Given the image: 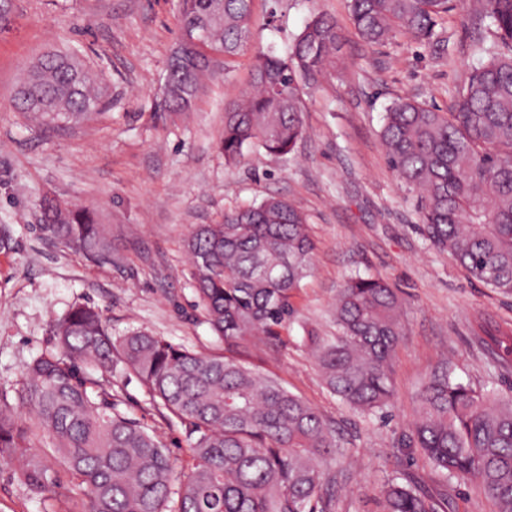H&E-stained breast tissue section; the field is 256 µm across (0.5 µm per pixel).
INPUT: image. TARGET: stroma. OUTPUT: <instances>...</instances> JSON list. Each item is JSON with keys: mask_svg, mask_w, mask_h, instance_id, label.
<instances>
[{"mask_svg": "<svg viewBox=\"0 0 512 512\" xmlns=\"http://www.w3.org/2000/svg\"><path fill=\"white\" fill-rule=\"evenodd\" d=\"M250 35L192 111H160V88L178 43V0H15L0 31V395L27 424L35 412L20 398L23 367L54 350L51 326L74 304L90 303L113 337L145 330L173 344L221 354L194 290L184 242L198 224L275 196L307 218L313 268L294 300L296 315L277 344L241 343L238 356L276 378L331 422L345 455L321 465L330 478L331 512H380L381 487L414 477L455 512H495L475 486L436 471L403 442L416 396L429 374L447 366L454 381L512 390L472 332L481 313L512 326V294L472 280L422 235L416 194L391 169L380 131L387 107L411 98L454 111L466 73L480 63L477 42L492 43L484 0H460L437 35L416 42L395 35L369 44L358 35L348 0H253ZM335 19L342 57L320 86L303 95L306 134L294 151L252 147L240 164L224 160L225 105L248 88L258 51L286 56L315 14ZM52 52L76 54L106 89L102 112L48 130L18 111L20 78ZM53 198L88 210L112 239V261L88 260L39 229L40 203ZM355 275L381 278L405 303L404 334L394 353L391 406L365 417L324 385L304 344L308 328L334 331L338 289ZM95 394L156 434L176 472L195 459L185 426L158 408L130 372L94 373ZM35 455L50 468L45 489L19 480L18 462L0 461V512H74L85 492L49 439Z\"/></svg>", "mask_w": 512, "mask_h": 512, "instance_id": "obj_1", "label": "stroma"}]
</instances>
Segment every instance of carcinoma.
Returning a JSON list of instances; mask_svg holds the SVG:
<instances>
[{
  "label": "carcinoma",
  "instance_id": "cac0c4a2",
  "mask_svg": "<svg viewBox=\"0 0 512 512\" xmlns=\"http://www.w3.org/2000/svg\"><path fill=\"white\" fill-rule=\"evenodd\" d=\"M454 0H350L358 35L383 43L400 33L434 36ZM181 34L206 29L207 46L237 54L252 22V0H179ZM497 42L458 93L454 111L409 99L385 114L381 140L399 179L420 194L421 231L469 277L512 293V0H485ZM336 20L312 17L290 54L256 57L250 89L224 110L225 162L250 147L292 152L305 134L304 90L318 86L338 59ZM211 60L186 42L171 57L162 111L192 109ZM16 108L67 123L105 107L97 79L74 54L50 53L18 87ZM40 229L97 263L112 262V241L83 209L47 200ZM186 249L199 305L214 333L234 348L248 337L280 336L293 298L312 266L306 217L268 197L197 224ZM403 303L379 278L354 276L338 290L337 333L307 331L305 344L327 389L364 416L393 399L392 357L404 335ZM57 351L24 368L21 399L33 429L0 409V459L21 463L19 477L41 489L48 469L28 451L51 439L86 490L81 512H328L320 463L340 438L317 411L274 377L235 356L205 355L143 330L118 339L93 306L76 304L53 325ZM474 335L504 371L512 370V328L480 316ZM133 372L163 409L185 426L195 467L178 476L156 435L112 411L88 391L85 371ZM408 447L462 484L474 483L496 512H512V394L454 381L444 367L417 397ZM382 512H448L412 482L381 489Z\"/></svg>",
  "mask_w": 512,
  "mask_h": 512
}]
</instances>
